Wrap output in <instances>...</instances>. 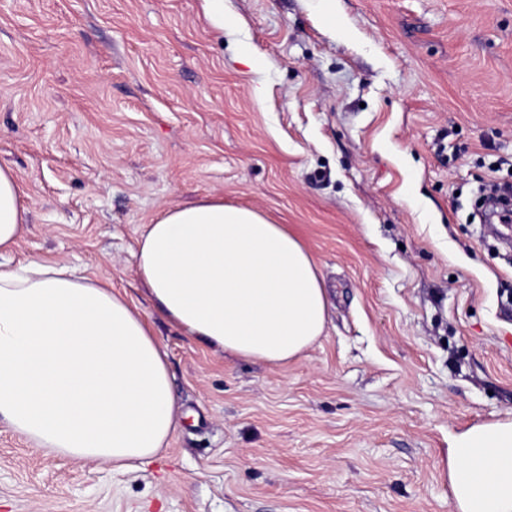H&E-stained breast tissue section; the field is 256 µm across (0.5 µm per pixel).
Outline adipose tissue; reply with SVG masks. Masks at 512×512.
<instances>
[{"label": "adipose tissue", "mask_w": 512, "mask_h": 512, "mask_svg": "<svg viewBox=\"0 0 512 512\" xmlns=\"http://www.w3.org/2000/svg\"><path fill=\"white\" fill-rule=\"evenodd\" d=\"M25 197L0 166V419L37 447L136 468L179 426L166 353L110 279L13 263ZM135 257L161 316L237 357L282 366L325 331L318 266L255 209L214 195L164 209ZM447 473L457 512H512V419L455 435Z\"/></svg>", "instance_id": "obj_1"}]
</instances>
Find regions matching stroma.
I'll return each instance as SVG.
<instances>
[{
	"label": "stroma",
	"mask_w": 512,
	"mask_h": 512,
	"mask_svg": "<svg viewBox=\"0 0 512 512\" xmlns=\"http://www.w3.org/2000/svg\"><path fill=\"white\" fill-rule=\"evenodd\" d=\"M0 0L15 260L110 278L167 353L182 421L138 469L0 420V512H455L452 435L512 419V0ZM297 234L328 299L282 367L159 316L144 224L208 196Z\"/></svg>",
	"instance_id": "obj_1"
}]
</instances>
